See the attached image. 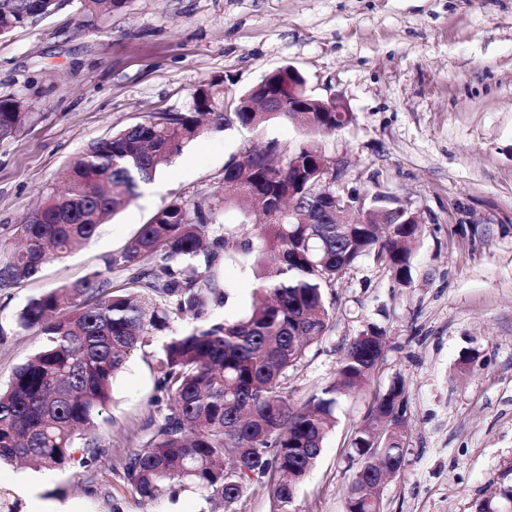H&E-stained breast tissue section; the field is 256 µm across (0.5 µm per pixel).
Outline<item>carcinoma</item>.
<instances>
[{
	"instance_id": "cac0c4a2",
	"label": "carcinoma",
	"mask_w": 512,
	"mask_h": 512,
	"mask_svg": "<svg viewBox=\"0 0 512 512\" xmlns=\"http://www.w3.org/2000/svg\"><path fill=\"white\" fill-rule=\"evenodd\" d=\"M85 9L112 13L127 0H84ZM59 7V0H0V35ZM288 67L226 98L224 80L201 82L185 112H158L75 157L17 228L21 245L0 264V288L36 277L94 236L117 209L136 198L170 158L211 131L238 124L259 128L273 119L304 120L303 139H275L224 166L219 195L175 200L141 225L112 265L137 270L112 287L101 274L31 299L18 326L41 345L0 388V463L36 468L88 466L100 456L95 419L129 352L166 336L156 361L157 384L171 404L150 419L145 445L130 452L127 485L154 501L178 489L200 493L202 512L238 500L252 485L269 488L273 512H295L299 484L321 456L348 390L364 389L386 355L384 331L367 325L344 348L337 380L300 404L288 373L330 329L324 292L371 257L400 285L411 281V257L422 226L384 191L363 202L368 224L336 223V184L324 187L333 156L321 139L354 121L351 112H288ZM29 115L17 98H0V137L20 132ZM249 199L263 221L254 232L219 221ZM252 269L256 300L234 320H214L210 307L227 300L213 271L219 256ZM152 265L143 267V262ZM191 321L171 333V320ZM408 421L406 388L397 379L375 395L353 428L356 471L346 512H383L382 477L400 473ZM512 485L476 505L501 512Z\"/></svg>"
}]
</instances>
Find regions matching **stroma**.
<instances>
[{
    "instance_id": "35a3bbf8",
    "label": "stroma",
    "mask_w": 512,
    "mask_h": 512,
    "mask_svg": "<svg viewBox=\"0 0 512 512\" xmlns=\"http://www.w3.org/2000/svg\"><path fill=\"white\" fill-rule=\"evenodd\" d=\"M285 65L312 95L355 115L324 141L343 161L337 193H393L424 229L409 286L366 259L326 291L334 326L290 371L295 402L333 379L340 347L366 325L385 331L387 351L371 387L343 399L295 508L343 512L350 433L375 392L400 378L409 437L401 475L384 484V512H475L512 484V0H127L107 15L61 0L0 36V97L30 114L0 139V263L40 195L90 144L186 111L203 79L223 78L231 96ZM272 138L292 146L301 129L273 120L206 133L80 248L0 288V383L39 345L16 323L29 299L96 271L122 284L128 273L111 261L141 224L173 200L216 191L230 159ZM215 271L228 300L213 317H240L253 275L232 262ZM167 402L151 359L132 352L97 419L99 459L63 471L2 463L0 490L23 512L36 497L73 512H200L196 493L147 502L124 480L129 453Z\"/></svg>"
}]
</instances>
